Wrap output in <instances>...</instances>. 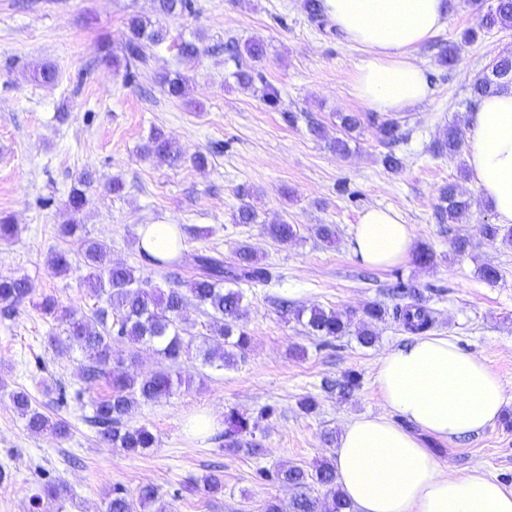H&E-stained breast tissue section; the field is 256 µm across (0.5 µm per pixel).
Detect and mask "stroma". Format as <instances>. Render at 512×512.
I'll use <instances>...</instances> for the list:
<instances>
[{"instance_id": "1", "label": "stroma", "mask_w": 512, "mask_h": 512, "mask_svg": "<svg viewBox=\"0 0 512 512\" xmlns=\"http://www.w3.org/2000/svg\"><path fill=\"white\" fill-rule=\"evenodd\" d=\"M448 26L413 57L429 69L430 100L398 115L394 145L380 139L372 112L350 93L360 49L329 23L312 22L303 0H195L194 14L167 23V40L151 49L149 65L136 82L100 60L102 44L119 49L132 15H151L152 0H0V217L9 216L15 235L0 240V276L28 279L31 294L11 314L0 312V512H105L113 488L135 493L151 484L168 512H264L268 500L288 503L292 488L265 479L281 467L312 469L334 458L343 425L355 415L381 414L374 386L379 356L411 339L393 317L374 323V346L350 333L330 341L308 335L292 309L317 305L361 317L369 303L393 307L397 280L412 282L429 310L433 334L453 337L468 352L485 358L500 377L505 405L500 419L478 435L452 441L423 435L439 462L458 474L482 468L512 487V243L491 242L480 225L495 215L470 178L464 157L434 154L432 144L451 124L464 125L476 105L471 86L500 55L512 53V30L483 32L462 42L479 15L469 0H451ZM200 52L182 62L181 40ZM261 41L266 54L256 65L275 87L279 107L261 92L241 89L226 60L224 45ZM458 45L460 60L439 61L441 47ZM52 68L57 78H32ZM181 71L188 79L182 98L168 97L161 75ZM294 113L288 123L286 113ZM343 113L357 114L361 126L348 154L332 150ZM321 124L314 134L311 124ZM164 130L181 147L175 165L145 158L141 147L153 129ZM205 153L206 169L191 157ZM401 165L388 170L386 153ZM93 181L79 215L77 236L62 238L68 194L84 172ZM121 194L108 191L112 179ZM456 183L471 207L459 221L439 223V188ZM250 191L258 219L236 220L241 191ZM371 207L399 211L413 234L414 249L434 254L430 266L414 259L383 269L361 264L349 250L351 227ZM287 221L296 234L286 242L266 235L265 225ZM142 224L186 228L176 270L151 265L136 247ZM319 224L336 228L333 243L315 234ZM102 243L113 262L137 270L150 285L168 289L195 274L193 257L208 253L232 262L241 246L251 247L269 271L264 283H242L241 324L251 344L235 367L203 365L190 350L179 369L190 388L139 405L131 423L156 437L153 448L133 455L103 443L89 418L92 403L108 394L105 383L86 386L83 355L57 354L50 344L65 322L43 315L40 303L53 297L60 309H96L85 286L88 270L82 241ZM465 252H456L457 239ZM64 251L71 268L55 273L51 253ZM491 265L499 277L479 274ZM355 373L358 388L346 398L326 392L323 380ZM25 390L33 408L64 422L65 437L28 430L10 395ZM318 408L301 410L303 398ZM259 454L221 450L214 437L199 438L190 420L210 413L223 418L234 409L262 416ZM219 468L221 492L195 491L196 482ZM61 485L60 500L33 510L31 497L46 481Z\"/></svg>"}]
</instances>
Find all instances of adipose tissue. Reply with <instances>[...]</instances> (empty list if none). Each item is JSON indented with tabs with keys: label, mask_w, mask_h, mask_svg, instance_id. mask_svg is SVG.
Here are the masks:
<instances>
[{
	"label": "adipose tissue",
	"mask_w": 512,
	"mask_h": 512,
	"mask_svg": "<svg viewBox=\"0 0 512 512\" xmlns=\"http://www.w3.org/2000/svg\"><path fill=\"white\" fill-rule=\"evenodd\" d=\"M327 19L366 55L353 95L378 112L400 113L433 94L411 50L448 24L447 0H322ZM466 162L497 223L512 226V86L466 115ZM412 235L395 210L371 208L354 225L352 254L371 267L406 260ZM374 383L386 408L348 420L335 451L338 482L357 512H512V488L480 470L459 475L425 448L420 433L450 439L495 424L505 390L486 360L446 336H416L383 352ZM400 415L402 424L392 422Z\"/></svg>",
	"instance_id": "adipose-tissue-1"
}]
</instances>
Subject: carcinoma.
I'll return each mask as SVG.
<instances>
[{
	"label": "carcinoma",
	"mask_w": 512,
	"mask_h": 512,
	"mask_svg": "<svg viewBox=\"0 0 512 512\" xmlns=\"http://www.w3.org/2000/svg\"><path fill=\"white\" fill-rule=\"evenodd\" d=\"M154 12L163 19L189 15L195 12L194 0H153ZM471 5L481 16V27L468 29L463 34L466 42H473L482 31L512 29V0H496V5L483 9L482 0H471ZM168 30L160 22L140 17L130 19L128 33L121 45L124 78L148 66L150 47L162 43ZM229 58L236 61L234 78L244 90L255 89L258 73L255 68L239 61V53L229 51ZM167 94L181 98L185 94L187 78L178 71L165 73L159 78ZM512 85V56L499 57L491 66L490 74L477 79L472 85V95L479 99L505 86ZM462 142L455 126L446 128L435 143L438 154L454 157L459 154ZM144 156L163 158L171 164L180 162L183 152L161 130H155L143 147ZM470 203L449 183L439 190L435 212L440 222H454L469 209ZM83 262L91 269L87 283L94 296L104 299L88 316L77 310L65 314L64 336L50 337L52 346L61 353L74 348L85 355L81 379L93 386L104 379L112 388L111 395L93 405L90 423L97 429L103 442L127 453H139L155 445V436L144 426H130L127 420L142 401H154L173 394L178 388L190 385L177 370L182 357L188 352V343L181 336L179 323L185 307L193 303L213 320V335L223 339L221 349L207 346L210 337L203 336L202 360L209 366L231 367L244 355L251 338L241 327L243 292L226 289V283L264 282L268 271L249 247L239 249L237 260L226 264L224 260L199 254L194 257L195 277L189 288L172 287L166 291L149 287L148 280L136 275L125 265H113L103 244L88 239L84 243ZM27 279L0 277V309L10 314L17 304L30 295ZM295 318L304 323L308 332L325 340L334 339L350 332L352 318L347 313L325 310L312 305L293 310ZM388 315V308L372 303L363 308V319L356 331L359 343L372 346L376 334L369 328L373 321H381ZM393 317L411 333H419L429 327L431 318L426 309L418 304H397ZM125 342L132 347L148 345L161 357L165 366L147 375L129 371L126 359L114 351V344ZM15 407L25 416L27 427L33 432H49L60 436L66 432L61 422H53L31 407L28 393L12 394ZM226 428L218 436L221 449L238 450L247 445L254 453L260 443L254 438L258 422L231 409L225 414ZM271 479L291 485L297 493L288 502V512H353L337 482L336 470L329 462H322L311 471L300 467L280 468ZM159 500L158 490L150 485L139 489L137 497H128L121 488L112 489L106 512H142L152 508Z\"/></svg>",
	"instance_id": "obj_1"
}]
</instances>
